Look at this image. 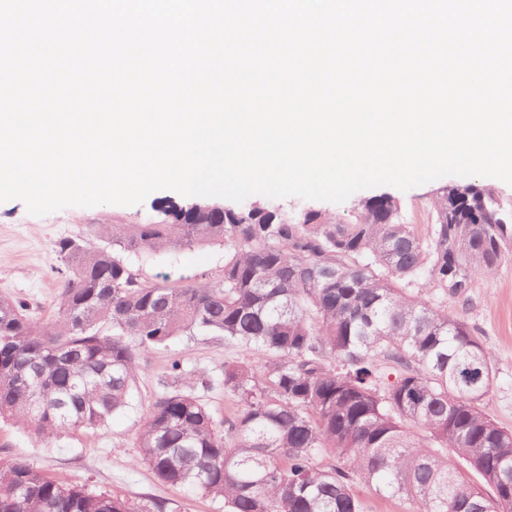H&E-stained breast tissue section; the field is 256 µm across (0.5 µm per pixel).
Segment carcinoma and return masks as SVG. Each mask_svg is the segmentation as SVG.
<instances>
[{
	"instance_id": "carcinoma-1",
	"label": "carcinoma",
	"mask_w": 512,
	"mask_h": 512,
	"mask_svg": "<svg viewBox=\"0 0 512 512\" xmlns=\"http://www.w3.org/2000/svg\"><path fill=\"white\" fill-rule=\"evenodd\" d=\"M425 232L394 199L353 222L294 220L260 205L193 224H114L109 247L56 243L66 274L52 318L0 298V418L43 441L103 430L129 404L139 359L209 335L264 358L224 365L221 417L182 386L135 433L163 483L224 501L225 512H368L362 490L408 512H512V430L483 402L490 352L448 298L512 259V209L489 189L452 187ZM224 247V273L145 281L127 257ZM0 459V512H166Z\"/></svg>"
}]
</instances>
